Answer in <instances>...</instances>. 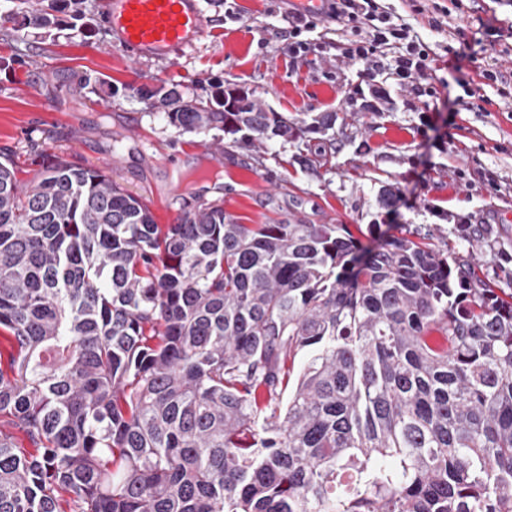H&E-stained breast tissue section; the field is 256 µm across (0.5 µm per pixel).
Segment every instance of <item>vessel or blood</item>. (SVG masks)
Listing matches in <instances>:
<instances>
[{
	"label": "vessel or blood",
	"mask_w": 512,
	"mask_h": 512,
	"mask_svg": "<svg viewBox=\"0 0 512 512\" xmlns=\"http://www.w3.org/2000/svg\"><path fill=\"white\" fill-rule=\"evenodd\" d=\"M103 16L137 59H174L204 34L200 0H104Z\"/></svg>",
	"instance_id": "obj_1"
}]
</instances>
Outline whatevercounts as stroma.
<instances>
[{"mask_svg": "<svg viewBox=\"0 0 512 512\" xmlns=\"http://www.w3.org/2000/svg\"><path fill=\"white\" fill-rule=\"evenodd\" d=\"M101 2L85 0L83 29L64 11L52 27L30 25L15 0H0V15L14 17L0 28V152L20 182L37 173L36 154H59L105 169L160 224L218 198L243 224H345L367 246L378 242L369 225L401 228L512 294V0H380L429 51L419 92L365 74L342 53L349 29L324 16L309 51L289 54L292 0H204L205 35L171 61H139L116 46ZM491 63L499 80L480 75ZM160 83L203 100L245 85L291 121L336 113L330 136L311 135L307 145L327 161L311 174L292 161L299 143L276 139L212 158L222 132H180L133 94ZM378 91L385 110L361 111ZM386 184L400 195L390 213L375 203Z\"/></svg>", "mask_w": 512, "mask_h": 512, "instance_id": "obj_1", "label": "stroma"}]
</instances>
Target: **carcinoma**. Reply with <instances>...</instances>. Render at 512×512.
Instances as JSON below:
<instances>
[{
  "mask_svg": "<svg viewBox=\"0 0 512 512\" xmlns=\"http://www.w3.org/2000/svg\"><path fill=\"white\" fill-rule=\"evenodd\" d=\"M136 94L231 147L336 122L236 85ZM0 338V512H512V300L425 236L219 203L158 224L99 169L45 154L21 187L7 160Z\"/></svg>",
  "mask_w": 512,
  "mask_h": 512,
  "instance_id": "1",
  "label": "carcinoma"
}]
</instances>
